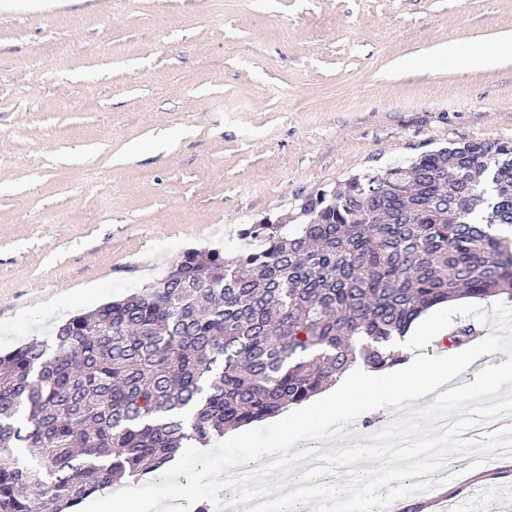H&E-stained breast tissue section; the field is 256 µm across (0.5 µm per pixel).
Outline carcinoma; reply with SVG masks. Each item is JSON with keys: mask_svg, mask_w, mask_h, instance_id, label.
<instances>
[{"mask_svg": "<svg viewBox=\"0 0 512 512\" xmlns=\"http://www.w3.org/2000/svg\"><path fill=\"white\" fill-rule=\"evenodd\" d=\"M0 356V512H68L299 405L428 309L512 296V141L354 175ZM480 332L461 323L452 343Z\"/></svg>", "mask_w": 512, "mask_h": 512, "instance_id": "obj_1", "label": "carcinoma"}]
</instances>
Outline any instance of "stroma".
I'll return each mask as SVG.
<instances>
[{
  "label": "stroma",
  "instance_id": "obj_1",
  "mask_svg": "<svg viewBox=\"0 0 512 512\" xmlns=\"http://www.w3.org/2000/svg\"><path fill=\"white\" fill-rule=\"evenodd\" d=\"M504 33L512 0L0 10V351L350 175L512 141V45L468 61ZM409 56L421 65L395 72ZM455 463L409 512H512V456Z\"/></svg>",
  "mask_w": 512,
  "mask_h": 512
}]
</instances>
